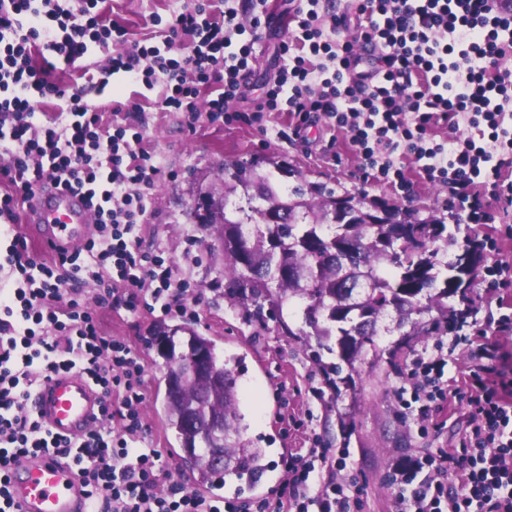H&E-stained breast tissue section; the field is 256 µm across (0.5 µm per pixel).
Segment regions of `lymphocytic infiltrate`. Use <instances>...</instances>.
Wrapping results in <instances>:
<instances>
[{
    "label": "lymphocytic infiltrate",
    "instance_id": "lymphocytic-infiltrate-1",
    "mask_svg": "<svg viewBox=\"0 0 512 512\" xmlns=\"http://www.w3.org/2000/svg\"><path fill=\"white\" fill-rule=\"evenodd\" d=\"M105 0H0V512H14L4 469L28 452L73 457L103 512H363L362 489L337 482V459L321 442L307 455H284L286 480L263 497L212 498L172 479L159 449L144 442V365L123 339L105 335L85 302L66 286L96 283L97 305L186 315L171 293L193 286L176 278L161 253L142 249L140 231L154 212L153 189L165 172L144 142L140 103L123 123L90 111L84 87L57 77L91 53L105 54L107 79L153 88L158 106L210 121L266 130L269 113H285L284 141L303 140L324 120L344 133L363 183L409 197L405 167L447 186L450 206L485 223L483 198L512 211V14L487 0H357L337 10L327 0H296L293 27L278 46L279 71L260 100L241 107L255 45L272 32L264 0L248 15L212 0H191L168 16L152 15L161 43H128ZM126 50L112 54L113 45ZM56 104L39 113L38 104ZM467 135H460L459 127ZM448 129L436 137L435 128ZM85 192L95 231L72 257L33 252L16 229L17 211L44 181ZM471 336L437 339L414 355L398 389L404 408L440 412L449 396L468 408L469 425L455 453L436 449L399 470L402 512H512V370L494 377L473 370L463 389H449L448 358ZM77 369L102 390L106 421L80 445L50 436L26 401L50 372Z\"/></svg>",
    "mask_w": 512,
    "mask_h": 512
}]
</instances>
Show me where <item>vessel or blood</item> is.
<instances>
[{
  "mask_svg": "<svg viewBox=\"0 0 512 512\" xmlns=\"http://www.w3.org/2000/svg\"><path fill=\"white\" fill-rule=\"evenodd\" d=\"M31 222L53 252L71 254L86 244L91 222L84 194L58 186L39 189L29 205ZM103 394L86 375L61 369L42 381L29 407L56 438L83 441L103 422ZM15 512H96L97 505L75 464L47 452H30L9 466Z\"/></svg>",
  "mask_w": 512,
  "mask_h": 512,
  "instance_id": "b4317fda",
  "label": "vessel or blood"
}]
</instances>
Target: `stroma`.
Segmentation results:
<instances>
[{"label":"stroma","mask_w":512,"mask_h":512,"mask_svg":"<svg viewBox=\"0 0 512 512\" xmlns=\"http://www.w3.org/2000/svg\"><path fill=\"white\" fill-rule=\"evenodd\" d=\"M111 6L113 18L127 28L130 41L155 42L160 29L151 25V16L168 15L175 4L173 0H112ZM164 94L165 87L159 83L140 101L148 144L167 171L154 190L155 213L141 230V245L160 251L174 264L177 277L194 283L196 292L189 304L195 314L164 317L143 308L134 314H118L106 306L99 310L106 333L127 340L142 358L146 444L164 452L173 479L189 489L211 493V486L198 483L182 457L168 454L176 441L163 415L167 369L151 344L160 325L191 327L214 340L226 355L243 357L246 372L238 379L240 409L249 434L260 438L275 476L283 474V451L306 453L317 436L329 448L349 449L347 466L337 471L336 478L363 486L364 512H396L398 489L390 482L392 472L427 452L453 448L468 427L466 405L450 403L435 417L440 431L424 438L418 433L423 418L404 412L397 399L404 369L364 360L357 363L352 380L341 384L339 392L326 389L299 340L239 320L224 298V248L219 232L197 224L192 209L198 189L220 184L225 161L257 156L286 162L309 180L337 192L402 201L424 212H447V188L417 176L410 197L404 200L390 188L359 181L357 159L345 135L337 137L334 150L338 158L333 161L321 150L326 137L323 129L311 131L310 143L305 146L277 140L274 134L265 135L251 127L213 122L204 114L189 127L183 114L158 108ZM316 388L322 389V397L313 396Z\"/></svg>","instance_id":"stroma-1"}]
</instances>
